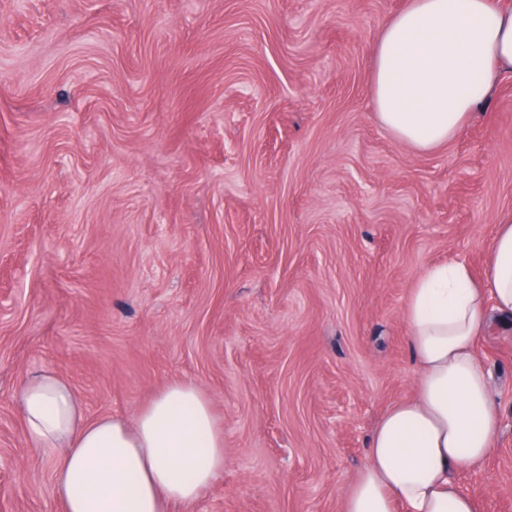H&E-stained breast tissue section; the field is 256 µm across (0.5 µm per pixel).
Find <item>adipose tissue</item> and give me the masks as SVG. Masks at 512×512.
<instances>
[{
  "instance_id": "1",
  "label": "adipose tissue",
  "mask_w": 512,
  "mask_h": 512,
  "mask_svg": "<svg viewBox=\"0 0 512 512\" xmlns=\"http://www.w3.org/2000/svg\"><path fill=\"white\" fill-rule=\"evenodd\" d=\"M512 72V9L496 0H409L384 26L372 102L400 143L430 151L455 140ZM478 84L480 95L464 89ZM512 318V214L499 219L485 273L448 262L428 268L405 303L418 368L410 398L375 425L343 512H476L460 473L494 448L499 412L475 354L492 315ZM15 405L25 437L52 463L63 512H172L223 472L224 434L196 385L173 381L127 421L88 420L51 370L27 379Z\"/></svg>"
}]
</instances>
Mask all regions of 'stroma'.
Returning a JSON list of instances; mask_svg holds the SVG:
<instances>
[{
    "instance_id": "1",
    "label": "stroma",
    "mask_w": 512,
    "mask_h": 512,
    "mask_svg": "<svg viewBox=\"0 0 512 512\" xmlns=\"http://www.w3.org/2000/svg\"><path fill=\"white\" fill-rule=\"evenodd\" d=\"M408 0H0V512H62L19 385L88 418L195 383L229 460L175 512H340L414 388L405 300L474 276L512 212V74L419 153L372 105ZM496 447L458 477L512 512V322L476 344Z\"/></svg>"
}]
</instances>
